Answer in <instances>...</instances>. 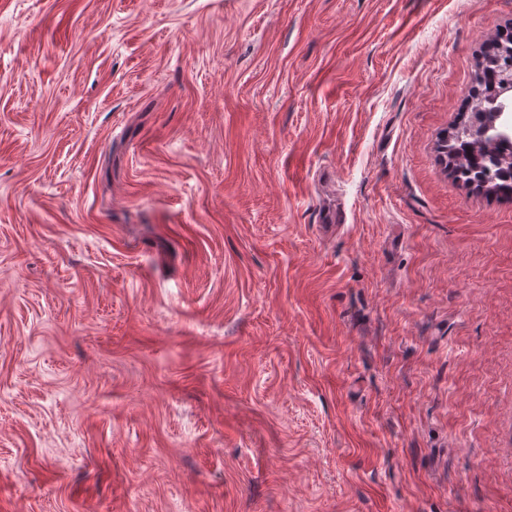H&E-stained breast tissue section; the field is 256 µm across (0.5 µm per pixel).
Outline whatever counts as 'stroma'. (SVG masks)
Returning a JSON list of instances; mask_svg holds the SVG:
<instances>
[{"mask_svg":"<svg viewBox=\"0 0 512 512\" xmlns=\"http://www.w3.org/2000/svg\"><path fill=\"white\" fill-rule=\"evenodd\" d=\"M510 31L0 0V512H512V201L438 153Z\"/></svg>","mask_w":512,"mask_h":512,"instance_id":"obj_1","label":"stroma"}]
</instances>
